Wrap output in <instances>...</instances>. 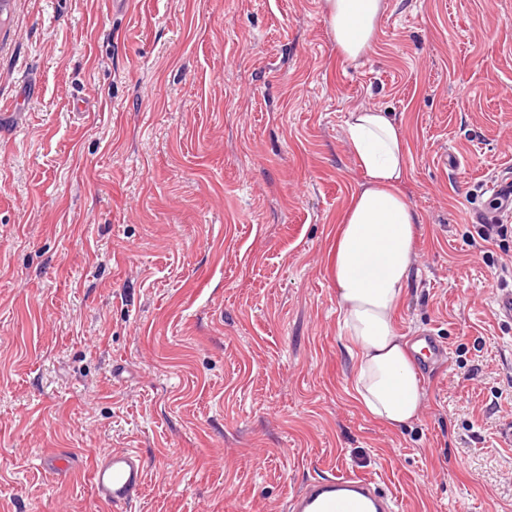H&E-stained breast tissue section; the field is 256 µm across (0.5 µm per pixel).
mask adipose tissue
<instances>
[{"label":"adipose tissue","instance_id":"ef3b65f1","mask_svg":"<svg viewBox=\"0 0 512 512\" xmlns=\"http://www.w3.org/2000/svg\"><path fill=\"white\" fill-rule=\"evenodd\" d=\"M385 0H324L338 53L357 61L372 48ZM364 181L352 195L330 252L339 337L354 364L360 410L402 428L418 416L423 393L412 349L396 324L413 273L420 219L404 186L400 124L382 110H357L345 122Z\"/></svg>","mask_w":512,"mask_h":512}]
</instances>
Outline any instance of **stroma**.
Returning <instances> with one entry per match:
<instances>
[{
    "label": "stroma",
    "instance_id": "obj_1",
    "mask_svg": "<svg viewBox=\"0 0 512 512\" xmlns=\"http://www.w3.org/2000/svg\"><path fill=\"white\" fill-rule=\"evenodd\" d=\"M343 59L322 0H10L0 15V512H287L357 474L396 512H512V0H385ZM394 114L422 218L400 333L446 345L415 422L365 416L329 267L364 180L349 112ZM69 455L78 477L44 469ZM491 206L484 212L485 220L496 222L502 217L512 215V174L508 172L492 180L486 187ZM89 477L99 505L108 512H127L144 484L145 468L133 449L115 450L95 461Z\"/></svg>",
    "mask_w": 512,
    "mask_h": 512
}]
</instances>
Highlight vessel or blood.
I'll return each instance as SVG.
<instances>
[{"instance_id":"obj_1","label":"vessel or blood","mask_w":512,"mask_h":512,"mask_svg":"<svg viewBox=\"0 0 512 512\" xmlns=\"http://www.w3.org/2000/svg\"><path fill=\"white\" fill-rule=\"evenodd\" d=\"M486 193L491 206L485 211L488 222L512 216V174L492 180ZM421 364L433 373L444 357V346L432 334H424ZM95 497L104 512H127L144 484L145 468L139 453L132 449L115 450L95 461L89 471ZM394 501L381 492L375 482L353 474H334L310 480L292 496L289 512H392Z\"/></svg>"}]
</instances>
